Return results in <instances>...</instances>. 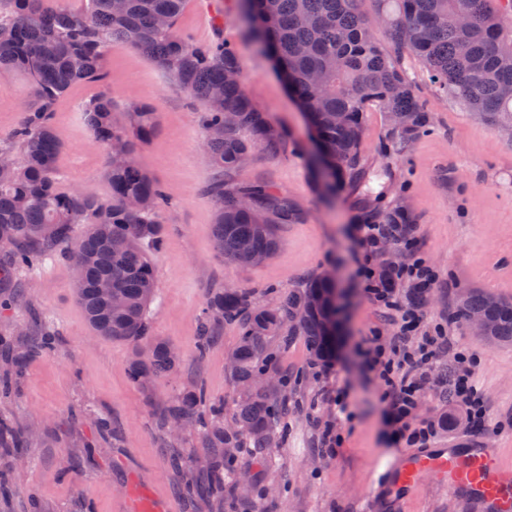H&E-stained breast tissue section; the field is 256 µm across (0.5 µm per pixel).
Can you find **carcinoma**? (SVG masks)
<instances>
[{"label": "carcinoma", "instance_id": "cac0c4a2", "mask_svg": "<svg viewBox=\"0 0 512 512\" xmlns=\"http://www.w3.org/2000/svg\"><path fill=\"white\" fill-rule=\"evenodd\" d=\"M0 73L21 74L34 95L18 127L0 148L11 165L0 169V286L15 287V273L59 257L81 264L76 298L99 336L137 343L152 333L148 308L156 288L150 252L162 241L161 213L167 203L158 183L135 162L112 159L117 149L136 154L157 127L148 107L132 109L129 127L112 120V99L102 94L83 108L84 120L106 156L112 193L67 190L57 178L61 145L51 124L58 101L76 84L106 77L110 48H137L189 95L205 105V144L219 173L235 171L250 153L277 155L286 143L248 96L237 53L222 42L189 44L177 24L185 0H87L74 11L66 0H0ZM241 17L253 42L268 54L298 102L321 165L332 171L323 182L327 194L357 192L365 175L362 154L364 117L371 107L394 118L396 151L430 123L426 110L399 62L381 48L383 31L399 49L424 63L432 83L494 127L512 126V33L501 17L512 15V0H376L374 17L362 0H240ZM19 148L21 161L13 159ZM216 195L215 244L224 260L254 265L277 248L275 226L296 216L288 201L263 183L224 190ZM406 209L370 212L365 224H404ZM122 299L118 308L101 293L103 285ZM336 281L321 275L288 294L273 308L256 307L240 288L213 291L199 323L197 350L203 357L214 338L213 325L238 327L231 353V380L245 387L224 425V405L210 402L203 386L175 397L165 419L193 417L204 430L203 458L188 455L197 476L186 485L194 500L212 502L217 512H258L256 500L244 496L234 469L243 438L253 454L267 455L277 424L288 417V373L273 363L271 345L286 348L304 340L312 357L329 362L336 353L332 328L340 307ZM481 311L489 320L493 344L512 343V302L479 291L460 294L456 314ZM50 338L12 351L0 375V392H9L12 376L26 360L49 347ZM176 366L170 346L152 343L146 356L130 360L135 385ZM271 374L277 388L251 391L253 378Z\"/></svg>", "mask_w": 512, "mask_h": 512}]
</instances>
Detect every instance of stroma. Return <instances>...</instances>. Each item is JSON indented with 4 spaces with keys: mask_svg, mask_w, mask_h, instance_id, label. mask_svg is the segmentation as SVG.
Masks as SVG:
<instances>
[{
    "mask_svg": "<svg viewBox=\"0 0 512 512\" xmlns=\"http://www.w3.org/2000/svg\"><path fill=\"white\" fill-rule=\"evenodd\" d=\"M178 31L192 45L221 40L239 56L245 89L269 120L287 135L284 152L254 151L237 171L218 176L204 147V106L141 51L111 49L101 82L74 85L57 103L52 125L63 149L57 174L63 187L85 186L111 193L105 154L80 114L101 93L112 97L117 125L130 121L133 106L157 114L153 137L137 159L163 188L169 205L162 213L165 234L152 254L157 298L149 310L153 337L179 355L173 374L145 386L128 377L133 346L94 335L73 293L71 267L49 260L16 275V287L0 291V334L11 345L32 344L35 332L55 338L52 349L33 357L0 395V417L25 431L23 463L14 465L9 499L0 512H28L36 493L39 512H123L138 495L168 503L172 512H211L182 493L186 472L177 452L200 450L195 430L170 431L162 417L180 391L204 385L212 402L232 414L237 391L227 357L237 344L236 326H217L206 356L197 354V321L214 288H244L252 302L268 307L283 301L311 277L338 275L347 290L346 334L335 361L315 365L303 340L278 350L277 366L294 383L288 429L273 458L239 456L249 472L263 512H361L377 462L401 458L406 447H391L377 383L366 370L375 347L386 346L395 327L366 297L354 276V226L378 201L398 203L412 214V235L439 283L422 305L426 330L443 326L475 367L486 422L480 428H437L428 445L453 447L461 436L486 442L501 465L512 466V344L493 345L476 336L455 315L467 289L512 300V138L477 113L436 95L422 63L409 53L401 60L416 85L431 121L402 155L387 151L386 113L365 114L362 151L367 162L355 194H325L308 165L310 130L297 102L271 61L249 37L239 0H186ZM31 97L28 81L0 75V139L17 126ZM261 182L288 199L298 216L276 227L278 247L264 263L239 266L224 261L214 245L216 197L212 186ZM376 344H367L370 334ZM346 386L348 408L336 412V389ZM107 419L111 433L95 419ZM398 512H473L432 478H423Z\"/></svg>",
    "mask_w": 512,
    "mask_h": 512,
    "instance_id": "1",
    "label": "stroma"
}]
</instances>
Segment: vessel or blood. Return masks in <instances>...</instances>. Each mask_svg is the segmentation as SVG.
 I'll return each instance as SVG.
<instances>
[{
  "instance_id": "b4317fda",
  "label": "vessel or blood",
  "mask_w": 512,
  "mask_h": 512,
  "mask_svg": "<svg viewBox=\"0 0 512 512\" xmlns=\"http://www.w3.org/2000/svg\"><path fill=\"white\" fill-rule=\"evenodd\" d=\"M373 474V498L393 485L412 489L432 475L450 493L478 504L482 512H512V470L498 466L492 448L468 440L458 448L412 451L396 462L376 465Z\"/></svg>"
}]
</instances>
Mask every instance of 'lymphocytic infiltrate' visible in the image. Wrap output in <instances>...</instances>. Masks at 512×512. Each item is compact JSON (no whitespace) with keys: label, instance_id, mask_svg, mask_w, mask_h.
Masks as SVG:
<instances>
[{"label":"lymphocytic infiltrate","instance_id":"lymphocytic-infiltrate-1","mask_svg":"<svg viewBox=\"0 0 512 512\" xmlns=\"http://www.w3.org/2000/svg\"><path fill=\"white\" fill-rule=\"evenodd\" d=\"M363 247L368 264L360 273L365 291L377 304L388 310L397 329L386 348L377 350L370 365L383 385L382 399L388 404L387 424L390 439L395 444L415 445L429 440L434 425L425 422L412 425L410 419L421 391L430 385L446 388L450 400L465 407L472 427H481L484 421V402L473 383L471 360L463 352L455 351L452 340L444 336H426L419 344L410 339L421 322V317L410 305L398 297L397 285L414 290H430L435 276L422 258L400 267L381 263V247L388 239L384 224H366L362 227ZM454 351V364L447 376L436 374L434 365L439 352Z\"/></svg>","mask_w":512,"mask_h":512}]
</instances>
